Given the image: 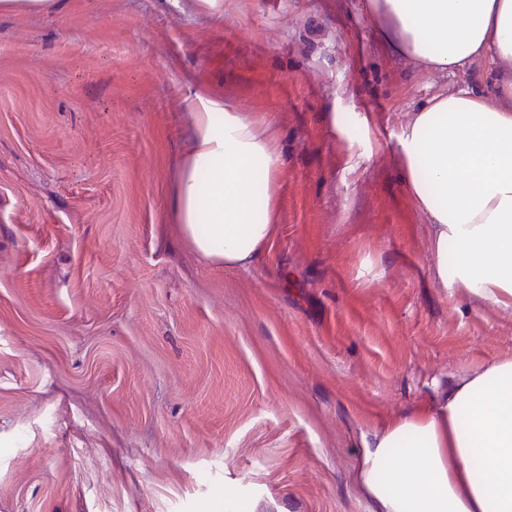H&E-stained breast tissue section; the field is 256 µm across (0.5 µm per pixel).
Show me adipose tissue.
Returning <instances> with one entry per match:
<instances>
[{"instance_id": "1", "label": "adipose tissue", "mask_w": 512, "mask_h": 512, "mask_svg": "<svg viewBox=\"0 0 512 512\" xmlns=\"http://www.w3.org/2000/svg\"><path fill=\"white\" fill-rule=\"evenodd\" d=\"M382 43L484 88L440 93L399 136L401 178L428 219L433 273L512 316V0H367ZM171 197L185 242L249 268L274 244L280 157L262 119L202 94ZM357 479L373 512H512V358L450 377L427 404L363 435Z\"/></svg>"}]
</instances>
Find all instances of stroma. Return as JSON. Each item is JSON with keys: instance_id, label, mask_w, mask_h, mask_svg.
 Segmentation results:
<instances>
[{"instance_id": "obj_1", "label": "stroma", "mask_w": 512, "mask_h": 512, "mask_svg": "<svg viewBox=\"0 0 512 512\" xmlns=\"http://www.w3.org/2000/svg\"><path fill=\"white\" fill-rule=\"evenodd\" d=\"M380 24L364 0L0 14V512H371L361 428L512 357L511 318L432 278L400 175L411 112L468 78ZM195 92L280 147L247 270L170 211Z\"/></svg>"}]
</instances>
